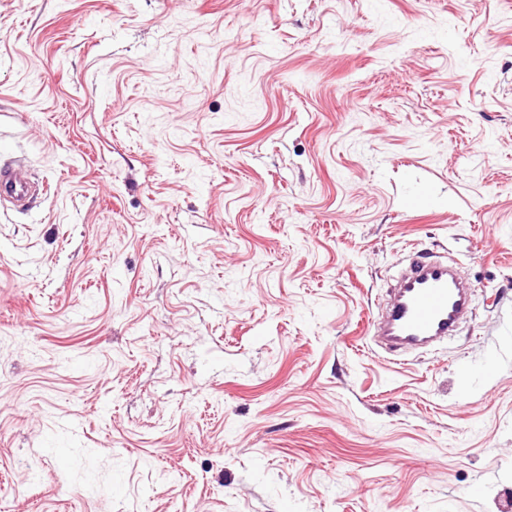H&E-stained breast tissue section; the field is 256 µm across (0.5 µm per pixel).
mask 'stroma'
<instances>
[{"label":"stroma","mask_w":512,"mask_h":512,"mask_svg":"<svg viewBox=\"0 0 512 512\" xmlns=\"http://www.w3.org/2000/svg\"><path fill=\"white\" fill-rule=\"evenodd\" d=\"M19 163L0 512H512V0H0ZM415 251L473 313L398 363Z\"/></svg>","instance_id":"stroma-1"}]
</instances>
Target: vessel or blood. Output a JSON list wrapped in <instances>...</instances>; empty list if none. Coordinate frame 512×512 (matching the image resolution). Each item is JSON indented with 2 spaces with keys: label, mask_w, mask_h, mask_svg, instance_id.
I'll return each instance as SVG.
<instances>
[{
  "label": "vessel or blood",
  "mask_w": 512,
  "mask_h": 512,
  "mask_svg": "<svg viewBox=\"0 0 512 512\" xmlns=\"http://www.w3.org/2000/svg\"><path fill=\"white\" fill-rule=\"evenodd\" d=\"M30 184L23 168L0 174V199L23 207ZM468 310L466 287L447 263L416 259L402 275L386 309L379 334L395 353L448 337Z\"/></svg>",
  "instance_id": "obj_1"
}]
</instances>
